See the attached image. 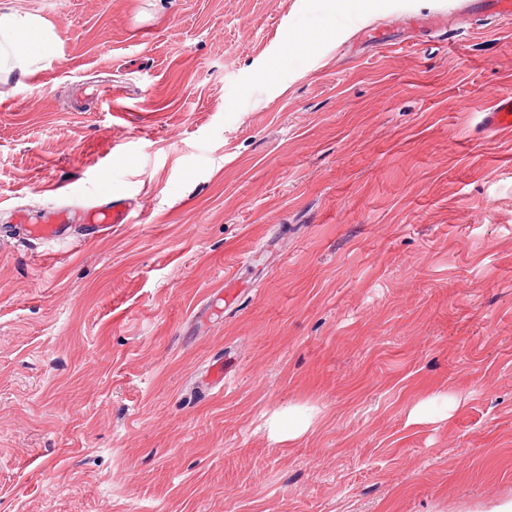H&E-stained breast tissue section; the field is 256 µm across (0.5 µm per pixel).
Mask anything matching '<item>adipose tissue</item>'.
<instances>
[{
    "label": "adipose tissue",
    "mask_w": 512,
    "mask_h": 512,
    "mask_svg": "<svg viewBox=\"0 0 512 512\" xmlns=\"http://www.w3.org/2000/svg\"><path fill=\"white\" fill-rule=\"evenodd\" d=\"M57 38L33 15L0 14V74L28 72L54 55Z\"/></svg>",
    "instance_id": "adipose-tissue-1"
}]
</instances>
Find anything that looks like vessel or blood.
Here are the masks:
<instances>
[{
    "instance_id": "1",
    "label": "vessel or blood",
    "mask_w": 512,
    "mask_h": 512,
    "mask_svg": "<svg viewBox=\"0 0 512 512\" xmlns=\"http://www.w3.org/2000/svg\"><path fill=\"white\" fill-rule=\"evenodd\" d=\"M483 131L489 134L512 131V93L496 96L483 112ZM130 208L125 200L116 199L86 207H63L31 219L25 212H17V223L26 225L29 234L44 241H65L73 227L85 230L86 239H94L111 230L113 225L129 221Z\"/></svg>"
}]
</instances>
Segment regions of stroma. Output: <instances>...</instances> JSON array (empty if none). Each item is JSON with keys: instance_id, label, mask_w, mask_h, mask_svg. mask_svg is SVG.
I'll return each mask as SVG.
<instances>
[{"instance_id": "1", "label": "stroma", "mask_w": 512, "mask_h": 512, "mask_svg": "<svg viewBox=\"0 0 512 512\" xmlns=\"http://www.w3.org/2000/svg\"><path fill=\"white\" fill-rule=\"evenodd\" d=\"M360 7L0 0L60 40L0 77V512L512 500V23ZM99 198L90 241L12 216ZM481 127L487 134L512 131V93L497 95L482 112ZM130 208L123 199L97 203L86 207H63L46 211L38 217L37 224L32 217L22 211H16V223L26 224L29 234L44 241L65 242L69 232L76 225L86 232L88 241L112 229L114 224L129 222Z\"/></svg>"}]
</instances>
